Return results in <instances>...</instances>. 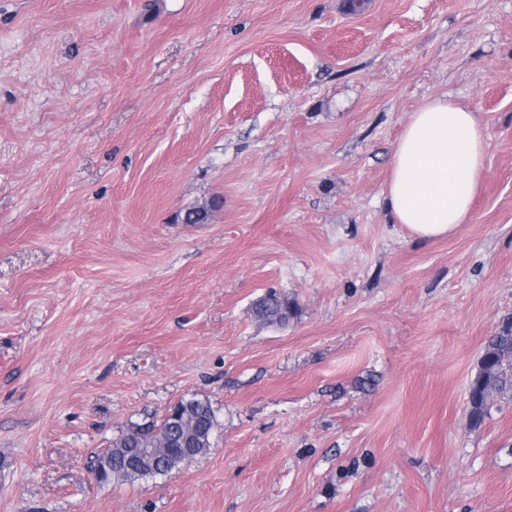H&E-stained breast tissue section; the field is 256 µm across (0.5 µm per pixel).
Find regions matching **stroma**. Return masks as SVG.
<instances>
[{
	"label": "stroma",
	"instance_id": "35a3bbf8",
	"mask_svg": "<svg viewBox=\"0 0 512 512\" xmlns=\"http://www.w3.org/2000/svg\"><path fill=\"white\" fill-rule=\"evenodd\" d=\"M439 97L485 174L422 240L383 198ZM510 315L512 0H0V512H512ZM190 398L205 456L93 479ZM487 353L497 352L502 355L512 354V317H507L499 330L488 340L485 345ZM472 390V391H471ZM470 401V422L479 425L484 420L491 401L495 398L512 399V376L507 373H500L495 368H490L482 383L469 385ZM479 394V398L475 396Z\"/></svg>",
	"mask_w": 512,
	"mask_h": 512
}]
</instances>
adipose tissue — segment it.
I'll return each mask as SVG.
<instances>
[{
  "mask_svg": "<svg viewBox=\"0 0 512 512\" xmlns=\"http://www.w3.org/2000/svg\"><path fill=\"white\" fill-rule=\"evenodd\" d=\"M485 154L470 107L442 97L412 113L390 160L384 204L392 221L420 239L453 234L471 211Z\"/></svg>",
  "mask_w": 512,
  "mask_h": 512,
  "instance_id": "obj_1",
  "label": "adipose tissue"
}]
</instances>
